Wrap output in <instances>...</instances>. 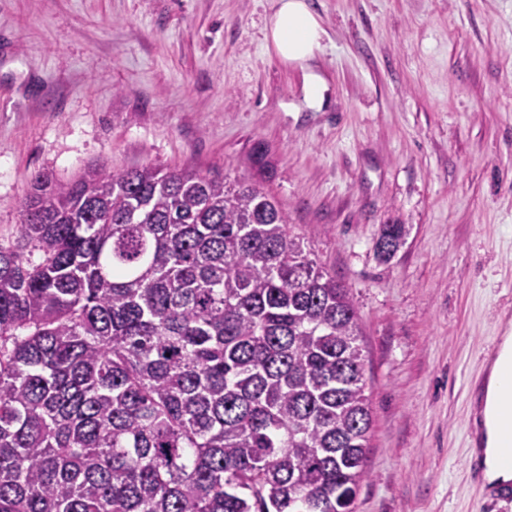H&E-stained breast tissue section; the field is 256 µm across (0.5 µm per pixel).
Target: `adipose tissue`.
<instances>
[{
  "instance_id": "ef3b65f1",
  "label": "adipose tissue",
  "mask_w": 512,
  "mask_h": 512,
  "mask_svg": "<svg viewBox=\"0 0 512 512\" xmlns=\"http://www.w3.org/2000/svg\"><path fill=\"white\" fill-rule=\"evenodd\" d=\"M326 31L307 0H273L264 34L268 53L283 62L308 66L322 49ZM512 442V336H504L493 361L486 387L485 419L477 428L475 443L483 455L488 484L512 482V462L504 447Z\"/></svg>"
}]
</instances>
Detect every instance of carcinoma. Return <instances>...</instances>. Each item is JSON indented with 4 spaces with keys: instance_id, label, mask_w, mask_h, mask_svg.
Returning <instances> with one entry per match:
<instances>
[{
    "instance_id": "1",
    "label": "carcinoma",
    "mask_w": 512,
    "mask_h": 512,
    "mask_svg": "<svg viewBox=\"0 0 512 512\" xmlns=\"http://www.w3.org/2000/svg\"><path fill=\"white\" fill-rule=\"evenodd\" d=\"M22 216L39 259L0 247V512H353L358 315L271 195L92 169L35 177Z\"/></svg>"
}]
</instances>
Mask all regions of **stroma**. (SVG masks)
<instances>
[{"mask_svg": "<svg viewBox=\"0 0 512 512\" xmlns=\"http://www.w3.org/2000/svg\"><path fill=\"white\" fill-rule=\"evenodd\" d=\"M308 2L327 35L305 71L264 49L271 0H0V247L42 174L255 184L357 311L355 512H512L465 469L471 393L512 334V0ZM403 236L404 230L399 224L385 225L378 244L380 253L385 257H390L402 244Z\"/></svg>", "mask_w": 512, "mask_h": 512, "instance_id": "obj_1", "label": "stroma"}]
</instances>
